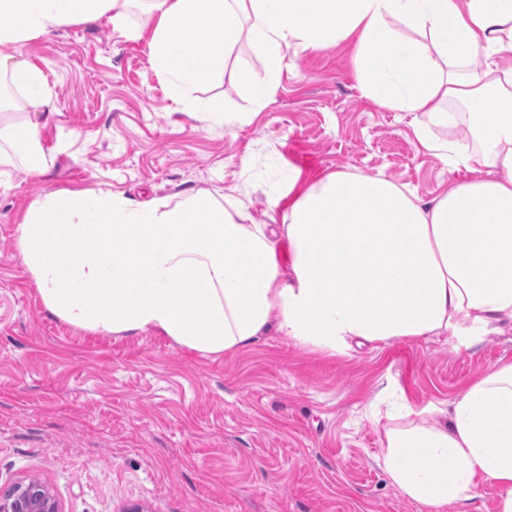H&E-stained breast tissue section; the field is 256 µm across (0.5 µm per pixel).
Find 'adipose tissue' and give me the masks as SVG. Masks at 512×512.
Listing matches in <instances>:
<instances>
[{
	"label": "adipose tissue",
	"mask_w": 512,
	"mask_h": 512,
	"mask_svg": "<svg viewBox=\"0 0 512 512\" xmlns=\"http://www.w3.org/2000/svg\"><path fill=\"white\" fill-rule=\"evenodd\" d=\"M150 29L149 57L185 112L224 119L197 84L223 74L249 42L261 72L239 92L260 111L285 53L353 40L362 95L413 117L418 148L456 179L431 202L385 174L337 171L296 198L279 224H255L245 203L192 193L178 203L109 191L37 197L17 245L45 309L118 336L150 328L203 355L250 345L272 328L331 353L400 338L445 336L465 323L512 324V0H0V79L21 89L20 117L0 113V167L24 160L47 175L41 116L46 77L26 56L34 38L111 21L133 5ZM477 68L466 78L455 69ZM465 103L457 139L451 101ZM379 467L427 508L467 505L480 480L512 512V363L487 372L447 410L393 405Z\"/></svg>",
	"instance_id": "1"
}]
</instances>
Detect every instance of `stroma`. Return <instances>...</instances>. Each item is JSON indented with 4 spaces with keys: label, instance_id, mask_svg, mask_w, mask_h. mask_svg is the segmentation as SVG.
<instances>
[{
    "label": "stroma",
    "instance_id": "obj_1",
    "mask_svg": "<svg viewBox=\"0 0 512 512\" xmlns=\"http://www.w3.org/2000/svg\"><path fill=\"white\" fill-rule=\"evenodd\" d=\"M25 52L51 89V171L36 178L19 164L0 186V491L38 477L62 512H426L376 464L371 404L388 388L413 408H447L512 362V325L346 354L270 330L204 356L150 329L116 337L62 322L17 247L30 203L59 189L175 202L203 190L248 200L259 224L283 217L270 189L296 197L336 171L382 172L430 201L448 167L418 150L408 116L362 96L352 42L287 52L258 112L238 82L262 60L237 47L196 89L223 103L220 124L181 111L146 39L108 20L62 27Z\"/></svg>",
    "mask_w": 512,
    "mask_h": 512
}]
</instances>
